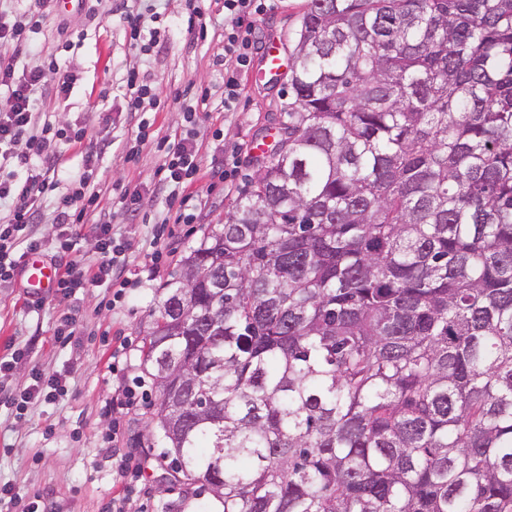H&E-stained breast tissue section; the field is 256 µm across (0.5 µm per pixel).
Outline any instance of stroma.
<instances>
[{"label":"stroma","instance_id":"stroma-1","mask_svg":"<svg viewBox=\"0 0 512 512\" xmlns=\"http://www.w3.org/2000/svg\"><path fill=\"white\" fill-rule=\"evenodd\" d=\"M308 0H277L254 16L260 43L277 41L283 56L293 50L292 34ZM193 0H101L99 24L88 27L79 45L63 47L56 25L77 20L75 10L54 11L32 47L22 49L23 63L39 66L57 58L60 73L79 80L69 96L47 101L44 111L53 124L85 128L82 144L66 148L68 171L83 167L86 149L101 137L112 146L99 165L101 202L110 205L124 191L139 192L135 213L116 211L114 229L126 244L129 279L120 302L112 289L93 288L84 296L61 301L47 295L41 308L25 303L20 288H0V357L14 349L25 355L0 373V483L15 485L20 498L14 512L40 501L47 512H102L121 492L112 470L113 448L146 449L159 455L149 402L156 388L143 363V339L165 298L166 286L180 272L190 251L223 223L234 200L243 193L261 158L253 143L269 141L283 119L288 101V73L263 80L264 64L256 56L242 76V93L234 111H214L188 126L181 101L218 83L224 69V0H212L206 29L189 25ZM158 13L165 26V47L142 53L130 38V18ZM136 69L159 89L161 102L146 142H138V117L127 110L125 78ZM108 100H101V90ZM193 131L202 146L201 171L193 189L206 205L194 224L175 223L179 202L170 189L159 188L154 173L163 139ZM75 318L79 342L61 346L54 326L63 311ZM127 349L113 373L112 352ZM64 371L68 392L53 403L32 406L26 419L15 417L9 394L24 390L33 368ZM139 378L143 401L123 404V388ZM140 484L151 489V512H221L209 491L175 479L170 468H144Z\"/></svg>","mask_w":512,"mask_h":512}]
</instances>
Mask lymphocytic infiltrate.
I'll return each instance as SVG.
<instances>
[{"label": "lymphocytic infiltrate", "mask_w": 512, "mask_h": 512, "mask_svg": "<svg viewBox=\"0 0 512 512\" xmlns=\"http://www.w3.org/2000/svg\"><path fill=\"white\" fill-rule=\"evenodd\" d=\"M258 0H224V91L220 103L224 111L234 110L240 97V75L250 66L258 48L255 29L248 16L262 11ZM53 0H29L26 9H0V95L8 108L0 110V202L10 208L0 220V288L17 287L28 254L41 252L43 244L34 233V224L45 199L55 201L54 222L60 233L54 260L61 263L54 294L61 299L78 291L111 286L122 272V243L112 234V214L100 206L95 173L108 142L87 151L81 172L65 171L61 162L64 146L81 143L84 128L74 125L57 129L51 124L36 126L37 115L47 97L68 98L74 88L73 75H58L56 62L31 68L19 59L20 48L33 43ZM126 94L131 110L141 113L140 138H147L152 121L148 109L160 102L159 92L139 72L128 71ZM201 148L190 135L169 142L155 176L159 185L181 189L179 222L193 223L202 202L185 193L199 171ZM90 224L96 240L98 259L88 270L76 269L66 258L73 248L70 230L76 224ZM32 384L16 400L17 411H25L34 401H54L66 391L65 373L37 369Z\"/></svg>", "instance_id": "1"}]
</instances>
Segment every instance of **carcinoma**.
Returning a JSON list of instances; mask_svg holds the SVG:
<instances>
[{
  "mask_svg": "<svg viewBox=\"0 0 512 512\" xmlns=\"http://www.w3.org/2000/svg\"><path fill=\"white\" fill-rule=\"evenodd\" d=\"M274 160L144 338L222 512H512V0H309Z\"/></svg>",
  "mask_w": 512,
  "mask_h": 512,
  "instance_id": "1",
  "label": "carcinoma"
}]
</instances>
